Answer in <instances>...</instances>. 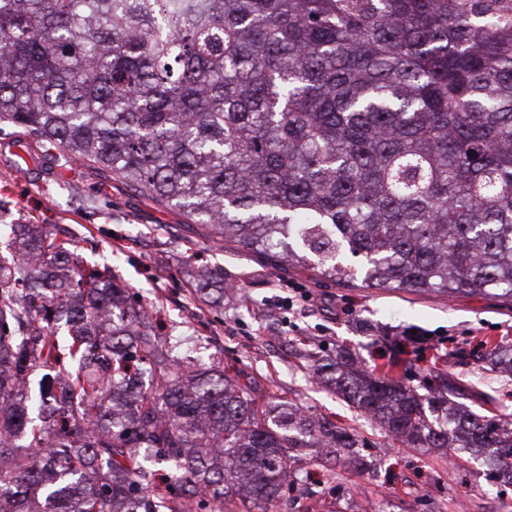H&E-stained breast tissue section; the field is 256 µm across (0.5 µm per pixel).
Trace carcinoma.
I'll list each match as a JSON object with an SVG mask.
<instances>
[{"label": "carcinoma", "mask_w": 512, "mask_h": 512, "mask_svg": "<svg viewBox=\"0 0 512 512\" xmlns=\"http://www.w3.org/2000/svg\"><path fill=\"white\" fill-rule=\"evenodd\" d=\"M0 122L274 265L512 306V0H0ZM10 235L0 512H224L278 499L296 456L364 465L354 430L177 355L70 237ZM480 358L512 378V346ZM302 359L388 441L512 486V415L462 409L438 356L417 385L398 349Z\"/></svg>", "instance_id": "carcinoma-1"}]
</instances>
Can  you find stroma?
Masks as SVG:
<instances>
[{
    "instance_id": "1",
    "label": "stroma",
    "mask_w": 512,
    "mask_h": 512,
    "mask_svg": "<svg viewBox=\"0 0 512 512\" xmlns=\"http://www.w3.org/2000/svg\"><path fill=\"white\" fill-rule=\"evenodd\" d=\"M21 129L0 125V225L47 224L70 230L88 261L108 265L156 308L172 335L205 362L223 358L261 398L296 399L311 412L354 428L368 442L365 467L326 474L293 460L295 483L285 497L292 512H512V486L489 480L482 459L382 446L379 426L349 408L292 357L300 343L332 355L346 343L364 363L377 353L366 325L390 337L412 327L448 357V370L474 409L493 400L512 414V380L473 358L478 343L512 339V308L481 296L447 298L375 288H351L316 277L310 266L276 268L125 183L76 164L43 163L29 145L30 167L18 170ZM224 271L246 299L225 295L223 306L191 288L186 257Z\"/></svg>"
}]
</instances>
